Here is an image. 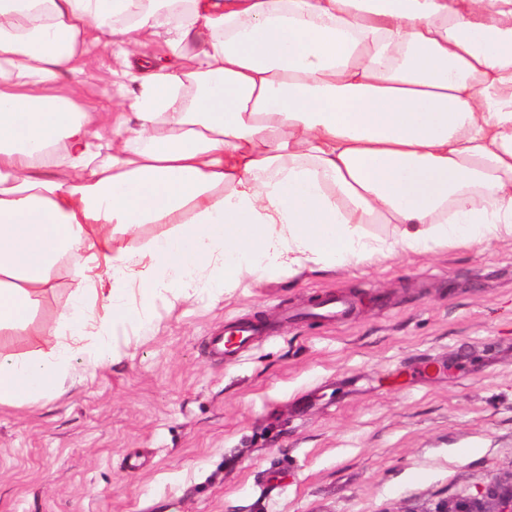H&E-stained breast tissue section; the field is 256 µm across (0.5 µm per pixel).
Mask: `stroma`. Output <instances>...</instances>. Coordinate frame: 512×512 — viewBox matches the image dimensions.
<instances>
[{
    "instance_id": "stroma-1",
    "label": "stroma",
    "mask_w": 512,
    "mask_h": 512,
    "mask_svg": "<svg viewBox=\"0 0 512 512\" xmlns=\"http://www.w3.org/2000/svg\"><path fill=\"white\" fill-rule=\"evenodd\" d=\"M106 50L85 106L112 107ZM10 352L56 343L53 274ZM327 293L350 319L299 317ZM80 390L0 406V512H436L512 483V238L156 298ZM281 323L232 359L210 337Z\"/></svg>"
}]
</instances>
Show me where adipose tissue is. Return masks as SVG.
I'll use <instances>...</instances> for the list:
<instances>
[{
  "label": "adipose tissue",
  "instance_id": "obj_1",
  "mask_svg": "<svg viewBox=\"0 0 512 512\" xmlns=\"http://www.w3.org/2000/svg\"><path fill=\"white\" fill-rule=\"evenodd\" d=\"M101 48L144 59L126 111L80 102ZM502 237L512 0H0V330L80 278L0 405L82 386L158 296Z\"/></svg>",
  "mask_w": 512,
  "mask_h": 512
}]
</instances>
